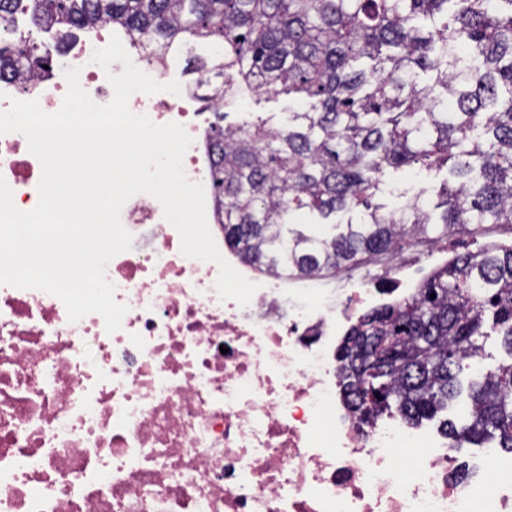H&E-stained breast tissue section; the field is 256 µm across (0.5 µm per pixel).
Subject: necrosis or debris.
I'll return each instance as SVG.
<instances>
[{"label":"necrosis or debris","mask_w":512,"mask_h":512,"mask_svg":"<svg viewBox=\"0 0 512 512\" xmlns=\"http://www.w3.org/2000/svg\"><path fill=\"white\" fill-rule=\"evenodd\" d=\"M115 34L100 27L45 76L1 79L0 112L15 99L58 111L72 66L92 101L109 103L107 75L123 66L91 56ZM202 92L193 81L177 95L138 92L129 108L184 126V172L205 185L207 128L184 109ZM0 176L17 208L36 207L41 165L23 135H0ZM121 222L134 242L106 266L128 308L120 330L0 285V512H512V454L487 445L460 458L396 414L357 423L339 392L342 333L413 293L416 272L450 263L447 250L412 265L391 257L333 291L289 287L232 255L258 285L242 307L220 299L215 263L181 253L156 198H130ZM390 276L395 287H380Z\"/></svg>","instance_id":"obj_1"}]
</instances>
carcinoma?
<instances>
[{"label":"carcinoma","instance_id":"cac0c4a2","mask_svg":"<svg viewBox=\"0 0 512 512\" xmlns=\"http://www.w3.org/2000/svg\"><path fill=\"white\" fill-rule=\"evenodd\" d=\"M17 13L39 31L112 24L148 59L205 47L186 63L201 83L221 78L207 99L217 110L245 93L309 102L284 130L208 129L224 246L262 272L325 277L408 237L512 224V0H0V29ZM54 62L29 34L0 39V74ZM418 164L455 178L429 187L434 208L419 195L386 213L371 203L385 170ZM305 209L358 219L306 232L293 224ZM490 331L505 359L466 382ZM337 360L359 421L396 413L419 425L465 393L467 420L440 421L448 438L512 452V247L459 255L417 295L360 315ZM371 367L368 402L359 385Z\"/></svg>","mask_w":512,"mask_h":512}]
</instances>
